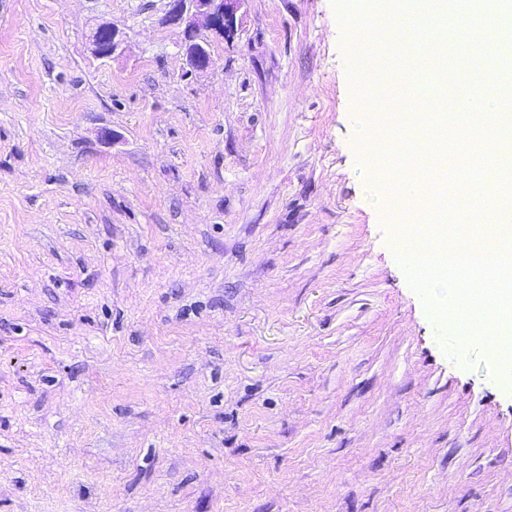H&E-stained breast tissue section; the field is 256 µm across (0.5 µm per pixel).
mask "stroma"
Masks as SVG:
<instances>
[{"instance_id": "1", "label": "stroma", "mask_w": 512, "mask_h": 512, "mask_svg": "<svg viewBox=\"0 0 512 512\" xmlns=\"http://www.w3.org/2000/svg\"><path fill=\"white\" fill-rule=\"evenodd\" d=\"M0 0V512H512V392L399 263L348 0ZM118 29L124 52L91 35ZM393 174L473 164L390 151ZM244 0H171L169 20L183 27L179 45L189 70L186 75L209 70L213 65L210 42L202 29L222 39H230L237 30V12ZM94 51L101 57H112L123 50V39L111 25H100L91 36Z\"/></svg>"}]
</instances>
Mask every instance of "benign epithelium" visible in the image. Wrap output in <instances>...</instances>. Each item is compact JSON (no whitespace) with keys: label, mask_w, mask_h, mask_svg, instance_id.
<instances>
[{"label":"benign epithelium","mask_w":512,"mask_h":512,"mask_svg":"<svg viewBox=\"0 0 512 512\" xmlns=\"http://www.w3.org/2000/svg\"><path fill=\"white\" fill-rule=\"evenodd\" d=\"M244 0H170L169 20L183 27L184 40L179 45L189 70L185 75L206 71L213 65L210 42L201 30L230 39L237 30V12ZM95 53L112 57L123 50V39L111 25L99 26L91 36Z\"/></svg>","instance_id":"1"}]
</instances>
